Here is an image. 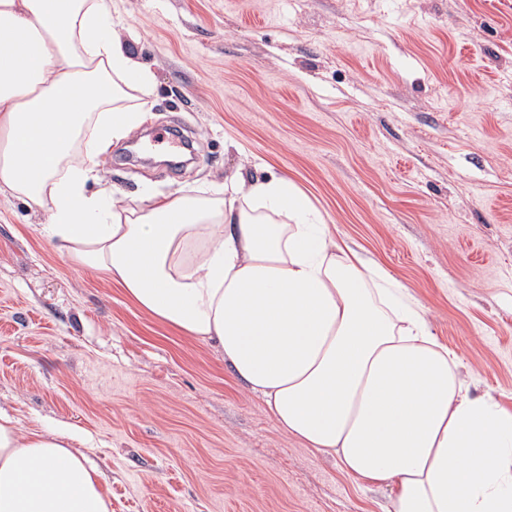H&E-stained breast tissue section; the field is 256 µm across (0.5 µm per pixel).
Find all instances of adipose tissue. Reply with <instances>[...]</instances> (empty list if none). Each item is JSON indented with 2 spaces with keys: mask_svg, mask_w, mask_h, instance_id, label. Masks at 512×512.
I'll return each instance as SVG.
<instances>
[{
  "mask_svg": "<svg viewBox=\"0 0 512 512\" xmlns=\"http://www.w3.org/2000/svg\"><path fill=\"white\" fill-rule=\"evenodd\" d=\"M153 85L107 0H0V194L42 211L67 261L218 344L282 429L392 488L390 512H512V410L471 395L414 299L294 182L236 175L144 207L89 191L77 148L127 137ZM102 480L66 435L0 412V512H111Z\"/></svg>",
  "mask_w": 512,
  "mask_h": 512,
  "instance_id": "1",
  "label": "adipose tissue"
}]
</instances>
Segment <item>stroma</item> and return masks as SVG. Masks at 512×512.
Wrapping results in <instances>:
<instances>
[{"mask_svg":"<svg viewBox=\"0 0 512 512\" xmlns=\"http://www.w3.org/2000/svg\"><path fill=\"white\" fill-rule=\"evenodd\" d=\"M155 76L93 164L131 199L285 176L512 410V0H108ZM0 194V410L64 431L112 512H389L284 432L215 345L66 261Z\"/></svg>","mask_w":512,"mask_h":512,"instance_id":"35a3bbf8","label":"stroma"}]
</instances>
